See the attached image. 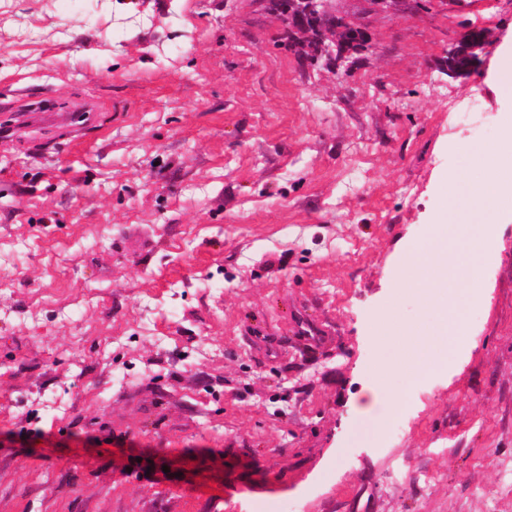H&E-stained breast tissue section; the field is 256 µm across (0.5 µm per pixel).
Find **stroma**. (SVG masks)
<instances>
[{
  "label": "stroma",
  "instance_id": "35a3bbf8",
  "mask_svg": "<svg viewBox=\"0 0 512 512\" xmlns=\"http://www.w3.org/2000/svg\"><path fill=\"white\" fill-rule=\"evenodd\" d=\"M332 6L372 36L341 69L263 0H0V122L98 107L0 150V512H512V223L417 380L440 315L401 285L507 130L512 0ZM471 24L492 45L449 77ZM381 364L391 419L354 410ZM432 343L431 336L421 334L410 336L407 359L410 372L414 376H421L447 365V360H439L434 357L435 351Z\"/></svg>",
  "mask_w": 512,
  "mask_h": 512
}]
</instances>
